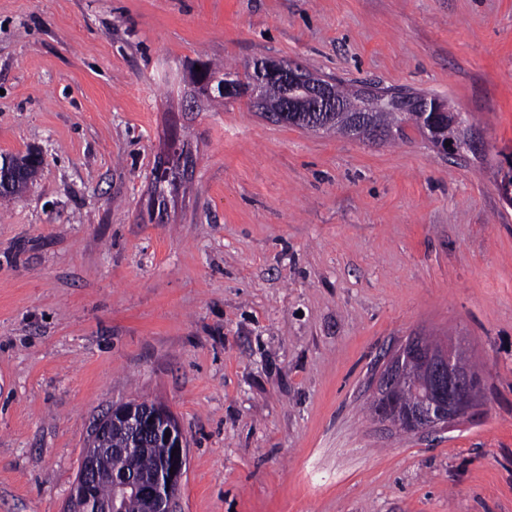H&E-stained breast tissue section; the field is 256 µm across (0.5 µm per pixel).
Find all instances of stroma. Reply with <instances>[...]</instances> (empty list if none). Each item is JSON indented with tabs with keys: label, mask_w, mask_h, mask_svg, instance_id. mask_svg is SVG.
I'll return each instance as SVG.
<instances>
[{
	"label": "stroma",
	"mask_w": 512,
	"mask_h": 512,
	"mask_svg": "<svg viewBox=\"0 0 512 512\" xmlns=\"http://www.w3.org/2000/svg\"><path fill=\"white\" fill-rule=\"evenodd\" d=\"M295 62L450 99L484 157L217 106L196 65ZM185 161H176L174 149ZM0 512H65L95 425L166 405L174 512H512V0H0ZM484 377L376 421L406 337ZM11 160L15 163L17 172L12 178L10 188L0 190V197L4 199L19 196L33 181L41 164L38 155L30 152L23 156L11 157Z\"/></svg>",
	"instance_id": "stroma-1"
}]
</instances>
